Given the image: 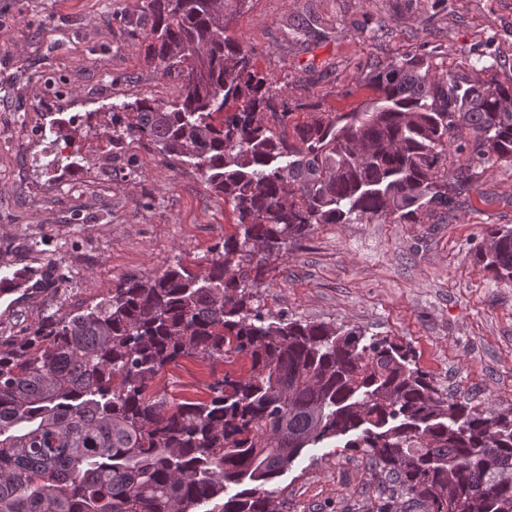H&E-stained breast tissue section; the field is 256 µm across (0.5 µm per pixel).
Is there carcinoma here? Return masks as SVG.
Masks as SVG:
<instances>
[{
    "instance_id": "cac0c4a2",
    "label": "carcinoma",
    "mask_w": 512,
    "mask_h": 512,
    "mask_svg": "<svg viewBox=\"0 0 512 512\" xmlns=\"http://www.w3.org/2000/svg\"><path fill=\"white\" fill-rule=\"evenodd\" d=\"M250 2L143 0L145 58L179 94L112 105V141L194 167L236 231L203 274L125 277L0 345V512H281L266 486L329 439L370 461L376 512H512V407L450 399L408 346L258 299L270 257L316 225L417 224L476 169L511 162L512 78L444 77L406 55L365 70V106L290 137L266 120L287 124V104L230 33ZM487 241L477 262L512 285V228ZM240 355L249 372H224L205 400L150 391L180 359Z\"/></svg>"
}]
</instances>
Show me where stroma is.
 <instances>
[{
	"label": "stroma",
	"instance_id": "35a3bbf8",
	"mask_svg": "<svg viewBox=\"0 0 512 512\" xmlns=\"http://www.w3.org/2000/svg\"><path fill=\"white\" fill-rule=\"evenodd\" d=\"M141 0H0V267L34 286L0 298V342L92 305L126 276L173 262L208 271L235 232L233 207L148 141L112 143V104L175 99L146 61ZM309 19L308 41L287 36ZM233 32L281 91L289 126L351 112L373 96L367 64L432 56L438 71L512 75V0H255ZM77 151L67 169L48 165ZM512 226V164L477 170L442 223L320 224L271 262L269 314L407 343L439 388L479 408L512 407V286L475 260L491 225ZM223 362L166 367L170 403L204 399ZM378 477L357 451L305 449L271 485L288 512H374Z\"/></svg>",
	"mask_w": 512,
	"mask_h": 512
}]
</instances>
